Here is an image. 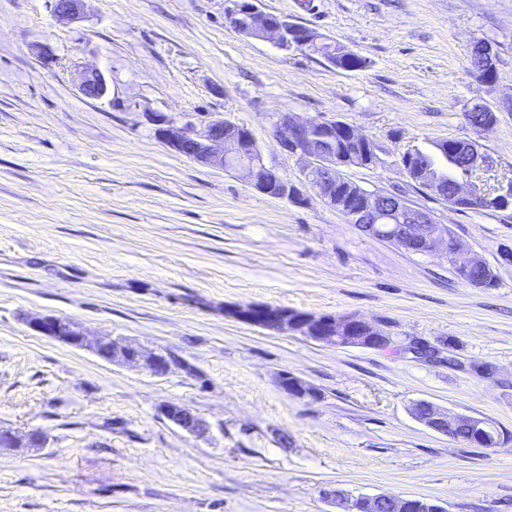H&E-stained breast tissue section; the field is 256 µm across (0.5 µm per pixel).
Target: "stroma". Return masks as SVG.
<instances>
[{
  "label": "stroma",
  "instance_id": "1",
  "mask_svg": "<svg viewBox=\"0 0 512 512\" xmlns=\"http://www.w3.org/2000/svg\"><path fill=\"white\" fill-rule=\"evenodd\" d=\"M227 4L84 0L62 23L53 0H0V427L48 436L0 450V512H326V488L512 512V208L455 209L400 166L413 147L469 140L494 161L483 180L512 179V0H259L365 57L352 72L242 36ZM477 40L496 51L491 89L468 68ZM92 69L100 99L78 91ZM477 102L498 110L490 131L466 120ZM150 112L224 115L290 177L281 113L351 124L377 161L345 177L429 211L497 287L317 197L296 205L196 164L158 140ZM251 303L354 315L395 347L336 348L224 314ZM40 315L181 366L157 377L103 360L31 331ZM414 341L437 358L408 352ZM284 372L312 396L288 395ZM421 400L484 420L498 445L428 429L411 413ZM166 404L191 407L208 435L181 431Z\"/></svg>",
  "mask_w": 512,
  "mask_h": 512
}]
</instances>
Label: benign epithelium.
<instances>
[{"instance_id":"benign-epithelium-1","label":"benign epithelium","mask_w":512,"mask_h":512,"mask_svg":"<svg viewBox=\"0 0 512 512\" xmlns=\"http://www.w3.org/2000/svg\"><path fill=\"white\" fill-rule=\"evenodd\" d=\"M82 2L56 0L54 13L63 22H73L80 16ZM240 14H246L251 19V27L243 32V36L248 38L272 41L279 46L286 42L301 45L304 37L310 35L308 31H293L286 27L282 19H273L263 13L256 7L255 0H239L234 13L227 15V19L234 24ZM476 48L484 58L481 74L488 81L494 71V48L487 42L477 44ZM78 89L86 98L100 99L107 93V84L101 73L92 71L84 75ZM146 116L155 126V135L162 143L200 165L219 169L225 167L242 173L247 183L263 195L304 204L308 200V193L312 192L325 204H334V193L340 182L339 163L322 153L323 131L320 130L322 125L334 129L330 121L324 124L316 119H304L288 113L280 116L276 124L280 147L297 157L301 168L299 175L293 179L273 181L270 176L272 168L265 164L252 133L242 131V126L224 116L212 115L198 123L178 122L157 112H148ZM471 158L472 171L467 179L455 180L454 196L451 199L453 207L482 197V184L476 180L475 174L492 168L493 160L479 150L474 151ZM344 216L351 224L366 226V231L375 237H400L431 253L443 248L460 268L486 266L482 259L463 249L456 241L440 236L430 213L409 206L398 195L367 191L362 205L344 210ZM224 314L268 331L292 333L328 346H357L358 338L351 335L355 326L374 333L369 348L381 349L389 344V337L381 335L378 327L354 316L296 315L277 306L259 307L255 304L226 307ZM28 326L42 336L92 353L106 344L110 347L107 361L139 367L154 376L168 375L175 363L170 355L147 351L123 338L89 336L68 319L56 316L35 317L28 320ZM426 406L429 407L426 416H419L417 420L435 432L448 435L458 427H466L480 438L490 435L489 428L481 419L462 418L430 402ZM162 413L190 435L199 436L206 430L204 421L186 405L169 404L162 408ZM46 444L47 436L41 431L19 436L12 431L0 429L1 448H44ZM323 498L336 508V512H382L387 507L395 509V512H404L403 507L409 501L406 496L393 494L373 497L361 495L354 498L337 488L323 490Z\"/></svg>"}]
</instances>
